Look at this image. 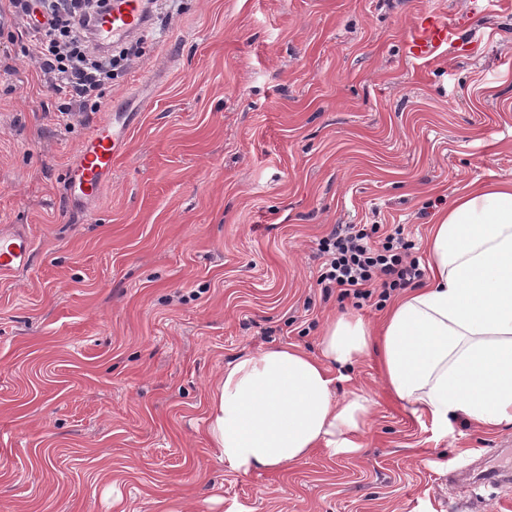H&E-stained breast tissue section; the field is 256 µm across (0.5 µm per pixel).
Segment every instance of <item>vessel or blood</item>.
Segmentation results:
<instances>
[{
  "mask_svg": "<svg viewBox=\"0 0 512 512\" xmlns=\"http://www.w3.org/2000/svg\"><path fill=\"white\" fill-rule=\"evenodd\" d=\"M150 21L147 0H107L104 12L91 26V38L98 49L108 50L138 36ZM454 31L455 23L449 18L435 14L421 16L406 44L408 56L430 57L447 46ZM126 132L127 118L121 115L102 122L80 143L76 162L68 173L70 205L85 207L99 197ZM33 254V239L23 227H0V274L28 270Z\"/></svg>",
  "mask_w": 512,
  "mask_h": 512,
  "instance_id": "1",
  "label": "vessel or blood"
}]
</instances>
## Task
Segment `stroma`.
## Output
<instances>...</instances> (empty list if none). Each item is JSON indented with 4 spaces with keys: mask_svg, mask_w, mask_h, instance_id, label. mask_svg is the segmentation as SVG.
<instances>
[{
    "mask_svg": "<svg viewBox=\"0 0 512 512\" xmlns=\"http://www.w3.org/2000/svg\"><path fill=\"white\" fill-rule=\"evenodd\" d=\"M424 12L458 29L414 60ZM144 40L99 111L68 112L0 35V225L35 243L0 275V512H507L512 483L448 472H512V427L413 413L371 355L329 368L338 401H370L360 451L244 473L204 419L234 358L380 323L317 284L334 225H404L423 264L439 212L512 179V0H158ZM119 103L136 120L111 178L66 208Z\"/></svg>",
    "mask_w": 512,
    "mask_h": 512,
    "instance_id": "stroma-1",
    "label": "stroma"
}]
</instances>
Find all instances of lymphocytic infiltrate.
<instances>
[{
  "mask_svg": "<svg viewBox=\"0 0 512 512\" xmlns=\"http://www.w3.org/2000/svg\"><path fill=\"white\" fill-rule=\"evenodd\" d=\"M104 5L105 0H9L17 20L27 21L36 11L48 21L25 49L43 73L47 90L71 96L79 108L93 111L113 70L125 67L139 53L137 47L129 46L113 56L96 54L88 24L94 10ZM373 234L365 224H339L320 240L325 264L317 283L323 293L335 292L340 298L358 301L375 296L385 301L420 278L402 227H394L378 241Z\"/></svg>",
  "mask_w": 512,
  "mask_h": 512,
  "instance_id": "1",
  "label": "lymphocytic infiltrate"
}]
</instances>
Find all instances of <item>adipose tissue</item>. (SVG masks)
<instances>
[{
  "label": "adipose tissue",
  "instance_id": "ef3b65f1",
  "mask_svg": "<svg viewBox=\"0 0 512 512\" xmlns=\"http://www.w3.org/2000/svg\"><path fill=\"white\" fill-rule=\"evenodd\" d=\"M429 280L390 309L380 334L345 315L323 332L321 358L287 346L229 362L209 395L216 460L240 471L344 454L361 443L370 406L338 402L326 362L376 351L389 390L440 424L512 425V180L473 186L433 224Z\"/></svg>",
  "mask_w": 512,
  "mask_h": 512
}]
</instances>
